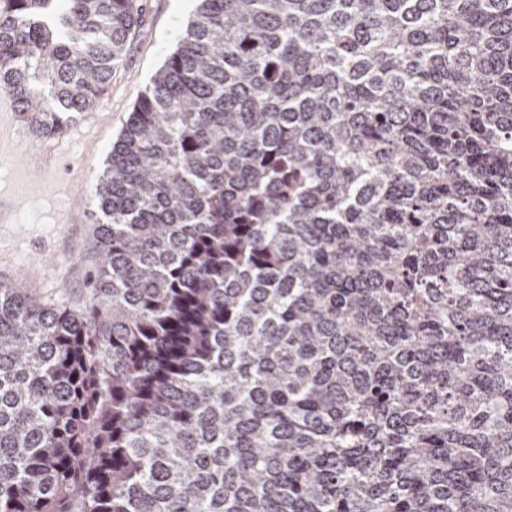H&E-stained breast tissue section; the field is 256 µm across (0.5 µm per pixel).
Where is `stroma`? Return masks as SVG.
Wrapping results in <instances>:
<instances>
[{
    "label": "stroma",
    "instance_id": "stroma-1",
    "mask_svg": "<svg viewBox=\"0 0 512 512\" xmlns=\"http://www.w3.org/2000/svg\"><path fill=\"white\" fill-rule=\"evenodd\" d=\"M140 22L95 114L45 138L18 122L0 153V281L74 308L89 300L98 249L93 191L113 142L151 78L175 49L198 0H140Z\"/></svg>",
    "mask_w": 512,
    "mask_h": 512
}]
</instances>
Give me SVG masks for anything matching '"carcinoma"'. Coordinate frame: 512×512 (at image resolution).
Instances as JSON below:
<instances>
[{"mask_svg":"<svg viewBox=\"0 0 512 512\" xmlns=\"http://www.w3.org/2000/svg\"><path fill=\"white\" fill-rule=\"evenodd\" d=\"M65 131L139 0H9ZM81 310L0 282V512H512V0H199L94 190Z\"/></svg>","mask_w":512,"mask_h":512,"instance_id":"1","label":"carcinoma"}]
</instances>
